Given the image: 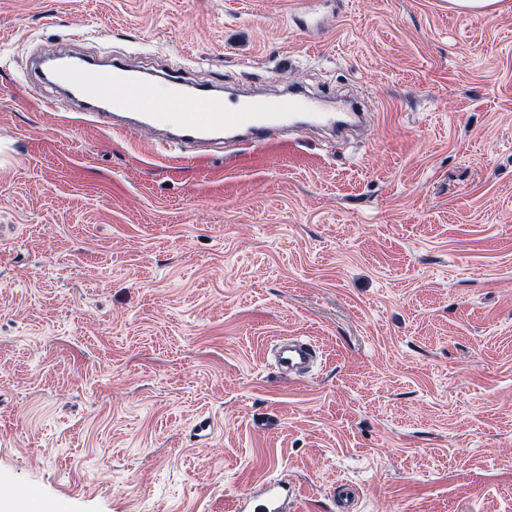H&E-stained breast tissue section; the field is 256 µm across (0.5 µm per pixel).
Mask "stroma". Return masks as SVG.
I'll list each match as a JSON object with an SVG mask.
<instances>
[{
    "instance_id": "35a3bbf8",
    "label": "stroma",
    "mask_w": 512,
    "mask_h": 512,
    "mask_svg": "<svg viewBox=\"0 0 512 512\" xmlns=\"http://www.w3.org/2000/svg\"><path fill=\"white\" fill-rule=\"evenodd\" d=\"M60 48L372 118L200 166L84 120ZM266 477L512 512V0H0V492L232 512ZM500 0H448V10L459 15H480L497 8ZM313 347L304 340L290 338L279 344L274 355V365L281 375L299 378L314 364Z\"/></svg>"
}]
</instances>
